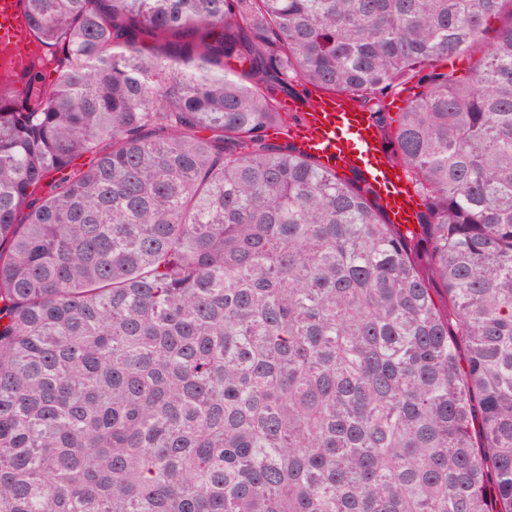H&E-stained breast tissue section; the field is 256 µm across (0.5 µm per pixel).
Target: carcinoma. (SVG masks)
Segmentation results:
<instances>
[{"label": "carcinoma", "instance_id": "cac0c4a2", "mask_svg": "<svg viewBox=\"0 0 512 512\" xmlns=\"http://www.w3.org/2000/svg\"><path fill=\"white\" fill-rule=\"evenodd\" d=\"M22 2L63 58L0 91V512H512V0ZM298 82L420 232L271 141ZM304 110V119L293 128L298 151L329 169L359 173L375 188L388 219L412 230L420 211L403 185L404 170L392 162L369 112H363L348 94L326 92L308 100Z\"/></svg>", "mask_w": 512, "mask_h": 512}]
</instances>
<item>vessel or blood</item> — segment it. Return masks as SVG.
<instances>
[{
  "label": "vessel or blood",
  "instance_id": "obj_1",
  "mask_svg": "<svg viewBox=\"0 0 512 512\" xmlns=\"http://www.w3.org/2000/svg\"><path fill=\"white\" fill-rule=\"evenodd\" d=\"M31 39L20 0H0V49L8 52L11 70L22 71L31 62L32 54L24 47ZM293 141L299 152L327 168L359 173L375 188L392 223L407 229L418 223L419 211L404 185V170L392 162L370 114L348 94L320 92L308 100L303 120L293 129Z\"/></svg>",
  "mask_w": 512,
  "mask_h": 512
}]
</instances>
